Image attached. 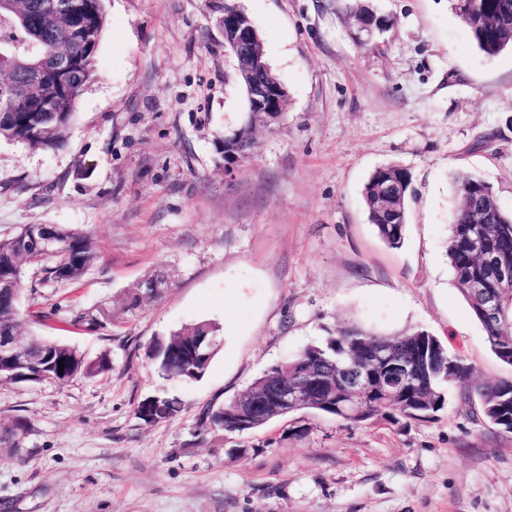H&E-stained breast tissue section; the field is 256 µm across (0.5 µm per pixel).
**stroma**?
Returning <instances> with one entry per match:
<instances>
[{
    "mask_svg": "<svg viewBox=\"0 0 512 512\" xmlns=\"http://www.w3.org/2000/svg\"><path fill=\"white\" fill-rule=\"evenodd\" d=\"M288 91L280 125L243 124L236 60L206 0H104L95 74L58 149L0 140V239L26 224L88 232L98 258L74 284L27 269L25 333L107 357L59 385L0 381V512H512V433L450 385L410 426L311 411L244 432L209 406L352 325L415 330L475 378L512 377L455 282L450 176L474 173L512 211V49L490 57L448 0H367L388 21L364 43L343 0H236ZM410 169L401 247L369 224L378 167ZM218 326L204 375H163L153 345ZM167 401L173 411L145 416ZM235 134V133H234ZM231 137H225L224 139V160L228 154H239L241 158L247 157L252 154L256 149L257 142L254 135L247 140L236 139V134ZM228 155L230 162H237L240 157L238 155Z\"/></svg>",
    "mask_w": 512,
    "mask_h": 512,
    "instance_id": "35a3bbf8",
    "label": "stroma"
}]
</instances>
